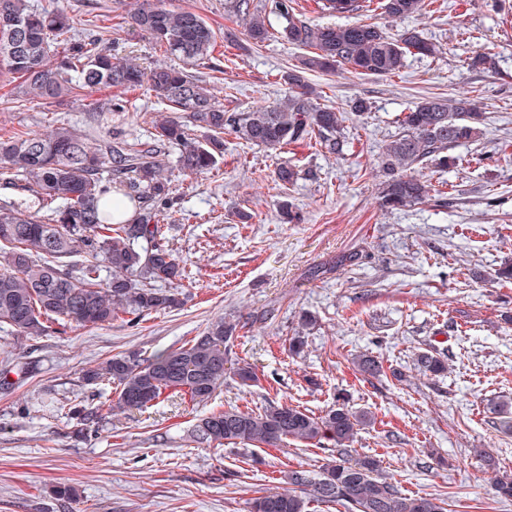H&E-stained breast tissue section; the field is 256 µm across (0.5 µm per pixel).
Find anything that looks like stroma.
<instances>
[{
    "label": "stroma",
    "instance_id": "obj_1",
    "mask_svg": "<svg viewBox=\"0 0 512 512\" xmlns=\"http://www.w3.org/2000/svg\"><path fill=\"white\" fill-rule=\"evenodd\" d=\"M144 0H30L62 7L77 30L102 28L115 57L143 68L163 61L129 16ZM170 11L193 9L216 31V64L193 67L226 109L241 111L283 98L282 71L300 47L279 37L248 41L225 0H152ZM387 32L415 29L440 48L407 58L390 77L307 73L322 104L344 116L351 147L338 159L313 144L270 152L224 137V158L208 173L187 175L177 149H166L173 186L162 242L184 267L178 308L121 316L104 326H52L16 336L0 325V358L25 356L36 369L0 393V512H248L251 499L288 489L292 470L317 471L335 459L331 443L290 441L236 449L190 441L208 408L234 403L261 409L297 405L322 415L344 399L375 421L357 435L351 457L379 460L401 492L441 495L448 512H512L490 481L512 474V435L496 427L490 400L512 397V285L496 269L512 259V7L506 0H435L402 20L375 15ZM492 55L497 73L469 64ZM0 81V136L44 133L65 123L90 146L108 149L113 132L149 141L165 106L147 87L101 88L52 106L18 108ZM426 96L466 99L486 114L484 138L457 148L452 170L421 165L416 175L446 193L392 213L377 195L381 157L399 132L398 117ZM368 109L355 112L356 100ZM296 166L288 187L274 180L280 163ZM299 218L282 223L278 204ZM314 316L301 355L288 352L300 315ZM250 327L232 349L236 363L259 376L254 386L227 375L209 404L165 402L107 413L79 437L60 402L105 395L82 374L112 356L181 346L221 317ZM437 349L447 373L421 374L419 352ZM381 361L378 377L361 375L354 357ZM68 484L80 497L60 507L49 486Z\"/></svg>",
    "mask_w": 512,
    "mask_h": 512
}]
</instances>
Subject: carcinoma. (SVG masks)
<instances>
[{"label": "carcinoma", "mask_w": 512, "mask_h": 512, "mask_svg": "<svg viewBox=\"0 0 512 512\" xmlns=\"http://www.w3.org/2000/svg\"><path fill=\"white\" fill-rule=\"evenodd\" d=\"M375 3L392 19L410 17L425 8V0H318L322 12L348 16ZM230 11L245 23L249 40L263 45L272 33L265 17L252 9L251 0H233ZM271 12L283 20L281 38L310 49L281 75L288 86L283 100L244 111H228L210 88L187 71L211 59L216 33L192 10L172 12L144 6L131 14L132 26L151 36L156 46L183 67L156 64L149 69L116 60L98 35L78 38L74 20L63 8L37 11L28 0H0V76L20 82L10 97L15 104L36 100L52 105L77 97L85 90H134L146 83L172 115L154 124V145L136 147L117 142L108 150L94 149L71 126L62 124L46 135L26 134L0 139V180L24 189L34 207L0 202V324L17 335L41 336L47 322L70 325H106L121 314L139 315L180 305L171 284L184 274L180 260L159 243L161 216L168 209L172 187L162 173L160 148L179 147L177 166L198 175L224 158V133L247 144L278 151L312 138L325 152L345 155L342 113L316 102L306 81L307 72L331 73L348 65L354 71L390 76L403 66L407 54L435 56L439 49L416 31L392 36L375 22L312 27L300 18L296 0H272ZM484 116L469 101L425 97L398 119L400 132L385 148L379 206L400 210L429 197L430 187L412 169L431 161L457 167L462 157L454 149L483 138ZM134 206L135 218L113 222L112 193ZM85 253L78 268L69 264L76 247ZM112 276H101L102 265ZM313 325L300 317L299 330L289 338L298 354L304 331ZM238 319H220L200 335L177 348L155 353L114 355L84 371L83 386H107L115 394L114 407L144 409L170 398L206 403L224 384ZM424 374L439 375L448 363L430 351L417 355ZM367 376L383 372L381 361L362 354L356 359ZM32 368L15 360L0 368V390L9 391L11 375H26ZM77 421L76 433L94 429L102 408L82 402L61 404ZM499 426L512 434V399L489 404ZM367 412H352L336 403L316 416L293 405H268L255 411L228 405L199 418L192 436L219 445L261 443L274 448L293 440L310 444L325 441L336 447V460L312 475L288 471L292 489L255 498L251 512H307L308 500L340 502L348 512H445L439 496H409L379 472L369 456L353 459L350 443L371 424Z\"/></svg>", "instance_id": "cac0c4a2"}]
</instances>
